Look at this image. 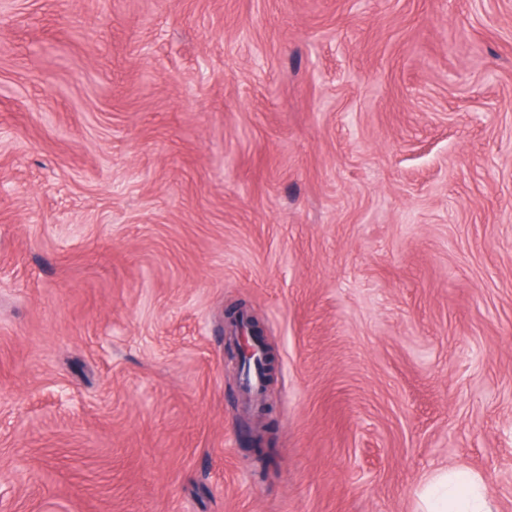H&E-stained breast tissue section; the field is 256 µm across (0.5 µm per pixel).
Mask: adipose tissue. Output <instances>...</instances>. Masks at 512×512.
<instances>
[{
  "label": "adipose tissue",
  "instance_id": "adipose-tissue-1",
  "mask_svg": "<svg viewBox=\"0 0 512 512\" xmlns=\"http://www.w3.org/2000/svg\"><path fill=\"white\" fill-rule=\"evenodd\" d=\"M427 512H489L480 481L464 471L437 475L426 491Z\"/></svg>",
  "mask_w": 512,
  "mask_h": 512
}]
</instances>
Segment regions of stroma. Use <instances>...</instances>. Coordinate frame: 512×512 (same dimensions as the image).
<instances>
[{
	"label": "stroma",
	"mask_w": 512,
	"mask_h": 512,
	"mask_svg": "<svg viewBox=\"0 0 512 512\" xmlns=\"http://www.w3.org/2000/svg\"><path fill=\"white\" fill-rule=\"evenodd\" d=\"M447 469L512 512V0H0V512H419ZM227 316V315H226ZM249 319L245 321L241 319L238 310L234 312L232 316H227L230 322L235 323L237 327V333L232 343L227 345V352L238 360H241L243 356L255 346L259 347L263 353L264 360V374H265V395L261 410L263 415H267L266 411L270 410L271 403L267 401V392L269 387L274 383V375L276 372L277 357L273 348L265 342L264 331L260 322L256 318L249 316Z\"/></svg>",
	"instance_id": "1"
}]
</instances>
